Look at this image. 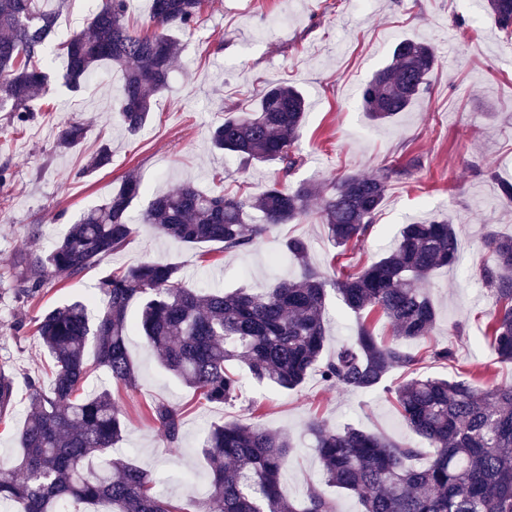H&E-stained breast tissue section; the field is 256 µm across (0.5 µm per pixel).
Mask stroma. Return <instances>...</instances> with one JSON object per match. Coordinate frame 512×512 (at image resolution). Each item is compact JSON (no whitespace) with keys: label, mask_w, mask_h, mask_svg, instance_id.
<instances>
[{"label":"stroma","mask_w":512,"mask_h":512,"mask_svg":"<svg viewBox=\"0 0 512 512\" xmlns=\"http://www.w3.org/2000/svg\"><path fill=\"white\" fill-rule=\"evenodd\" d=\"M406 38L433 46L438 65L407 111L392 122H374L362 108V90L385 65L392 46ZM179 42L168 87L157 95L138 135L127 134L115 110L123 75L109 65L90 74L79 91L53 86L32 102L34 114L25 122L0 112V164L9 163L11 172L10 186L0 193V363L21 381L46 378L48 355L34 333L33 317L93 295L102 276L144 261L179 266L193 288H267L299 275L284 243L300 237L308 244L310 263L327 278L337 277V250L313 211L301 222L276 227L254 249L224 254L168 239L139 221L155 195L186 183L249 197L272 181L277 163L241 169L212 148L209 132L225 111L252 107L267 85L285 82L300 89L308 104L298 141L303 163L289 185L343 173L372 175L395 163L409 169L392 178L372 233L355 256L358 265L382 256L403 225L445 218L461 230L458 265L439 269L424 285L438 311L437 328L428 341L410 345L415 352L428 344L449 346L455 359L424 360L418 374L512 384V363L499 360L486 336L494 303L480 277L489 257L486 234L512 233V204L500 196L501 183L512 182V40L487 16L484 0H371L361 12L348 0H205L197 26L180 34ZM68 122L86 127L73 150L56 145L58 126ZM103 144L111 150V164L83 175ZM131 173L144 192L130 208L136 224L127 244L80 280L51 281L34 298L19 296L21 256L33 259L50 250L70 224L108 199ZM327 304L324 353L329 356L353 340L357 319L336 295H329ZM129 351L138 369L135 389L111 383L102 371L88 378L85 389L111 387L126 416L123 447L153 471L175 501L198 502L207 494L209 475L199 443L213 424L257 423L291 436L284 495L297 500L314 487L337 512L362 507L357 497L323 481L307 432L311 421L417 441L380 389L364 394L330 386L313 373L301 388L280 392L245 374L236 401L202 403L159 366L143 337H130ZM157 400L183 414L177 451L164 446L150 416Z\"/></svg>","instance_id":"obj_1"}]
</instances>
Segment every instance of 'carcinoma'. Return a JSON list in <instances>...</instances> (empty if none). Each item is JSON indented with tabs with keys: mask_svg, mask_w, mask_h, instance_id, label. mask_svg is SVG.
<instances>
[{
	"mask_svg": "<svg viewBox=\"0 0 512 512\" xmlns=\"http://www.w3.org/2000/svg\"><path fill=\"white\" fill-rule=\"evenodd\" d=\"M204 0H151L150 34L127 22V0H104L85 31L64 43V83L73 91L102 63L123 72L119 112L134 136L145 126L154 97L168 85L179 41L173 31L197 24ZM497 27L512 36V0H486ZM58 11L41 0H0V112L25 121L29 103L54 80L46 54L57 27ZM437 66L434 50L401 40L391 61L365 85L362 99L379 123L406 111L425 91ZM306 101L295 87L269 85L249 112H228L210 131L214 149L235 154L245 167L273 161L282 178L248 198L205 193L187 183L155 197L141 223L189 246L213 243L225 252L255 247L280 224L301 221L311 199L328 238L342 255L371 234L392 177L407 168L389 165L373 175L347 174L324 186L283 179L303 159L297 142ZM84 127H60L58 145L73 148ZM111 162L103 146L90 158L88 175ZM143 192L128 174L110 198L83 214L45 256L28 264L17 281L19 293L32 296L48 279L71 281L122 249L133 232L127 212ZM264 223L251 224V211ZM489 258L481 279L495 298L489 332L503 362H512V236L486 237ZM302 269L297 278L269 288L199 292L187 286L177 266L144 261L113 271L98 281L95 315L79 297L43 311L34 319L50 360V387L25 381L29 415L20 431V453L0 466V512H335L319 490H307L296 504L282 495L283 471L292 444L288 434L260 426L226 422L205 432L200 454L210 478L209 496L191 511L162 495L152 473L118 454L125 417L112 393H87L84 383L102 370L127 388L136 387L137 370L128 336L137 330L160 366L210 403H228L241 392L239 365L251 378L277 391L299 388L314 370L327 383L359 392L385 388L411 431L420 439L407 445L355 427L329 429L314 422L310 431L325 482L356 496L362 512H512V384L482 387L445 377H412L389 382L424 358L451 361L450 347L432 346L422 354L407 350L411 341L431 336L438 313L422 291L435 271L456 263L460 240L446 220L407 224L397 245L369 266L328 280L308 265V244L284 242ZM357 318L354 339L324 357L327 286ZM140 305L136 322L128 318ZM380 313L393 336L382 341L366 323ZM94 349L88 359V348ZM19 384L0 364V423L15 405ZM163 443L179 447L181 412L164 401L150 408ZM430 462L414 461L423 448Z\"/></svg>",
	"mask_w": 512,
	"mask_h": 512,
	"instance_id": "cac0c4a2",
	"label": "carcinoma"
}]
</instances>
